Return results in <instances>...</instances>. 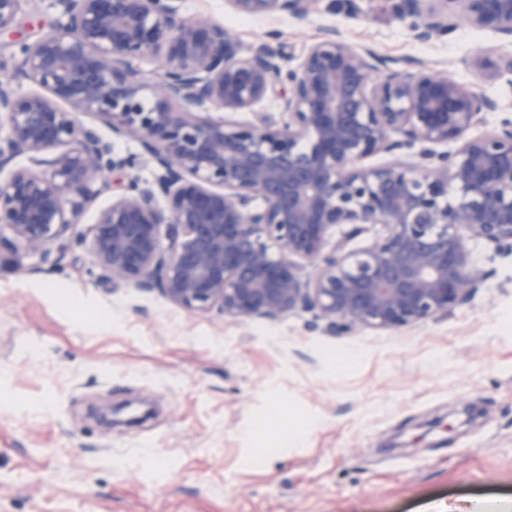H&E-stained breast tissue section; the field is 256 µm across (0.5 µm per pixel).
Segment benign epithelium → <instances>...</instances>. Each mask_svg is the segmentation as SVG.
<instances>
[{"label": "benign epithelium", "mask_w": 512, "mask_h": 512, "mask_svg": "<svg viewBox=\"0 0 512 512\" xmlns=\"http://www.w3.org/2000/svg\"><path fill=\"white\" fill-rule=\"evenodd\" d=\"M25 2L0 0V33ZM227 2L238 15L308 24L317 0ZM180 3L53 0L57 25L13 53L0 79V251L15 265L56 267L115 174L125 182L83 237L98 283L229 323L306 311L337 335L403 329L448 317L491 277L467 241L512 254V115L485 128L496 99L426 62L356 49L338 26L296 60L277 31L245 51ZM394 9L421 43L462 24L493 33L497 45L468 65L512 86V0ZM144 58L159 62L152 103ZM24 84L37 89L17 93ZM267 99L288 121L227 118ZM202 104L224 115L198 117ZM125 138L140 153L116 152ZM379 154L390 160L366 164ZM142 160L149 179L134 174ZM369 224L385 232L347 249Z\"/></svg>", "instance_id": "7a95c632"}]
</instances>
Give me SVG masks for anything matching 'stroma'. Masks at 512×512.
Listing matches in <instances>:
<instances>
[{
    "mask_svg": "<svg viewBox=\"0 0 512 512\" xmlns=\"http://www.w3.org/2000/svg\"><path fill=\"white\" fill-rule=\"evenodd\" d=\"M318 0L311 23L182 0L242 46L323 28L448 70L512 109L466 62L492 33L420 44L393 0ZM59 20L27 0L0 63ZM494 276L448 317L326 332L312 313L227 323L161 295L114 294L72 243L48 272L0 267V512H512V255L469 241Z\"/></svg>",
    "mask_w": 512,
    "mask_h": 512,
    "instance_id": "obj_1",
    "label": "stroma"
}]
</instances>
